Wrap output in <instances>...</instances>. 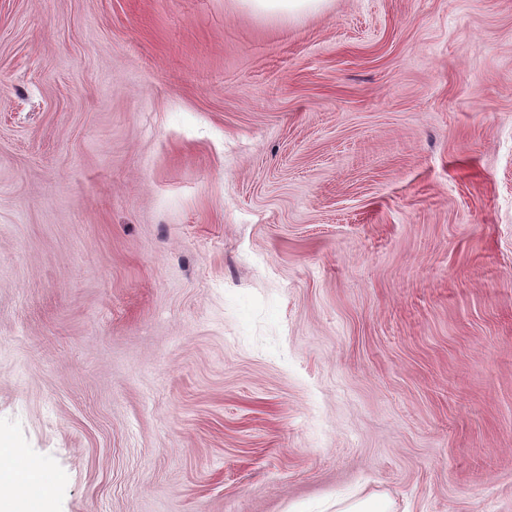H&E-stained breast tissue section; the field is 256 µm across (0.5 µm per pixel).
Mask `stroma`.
<instances>
[{"instance_id":"stroma-1","label":"stroma","mask_w":512,"mask_h":512,"mask_svg":"<svg viewBox=\"0 0 512 512\" xmlns=\"http://www.w3.org/2000/svg\"><path fill=\"white\" fill-rule=\"evenodd\" d=\"M0 444L51 512H512V0H0ZM256 12L271 15H292L317 10L325 0H245Z\"/></svg>"}]
</instances>
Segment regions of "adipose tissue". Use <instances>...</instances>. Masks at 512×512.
<instances>
[{
	"label": "adipose tissue",
	"mask_w": 512,
	"mask_h": 512,
	"mask_svg": "<svg viewBox=\"0 0 512 512\" xmlns=\"http://www.w3.org/2000/svg\"><path fill=\"white\" fill-rule=\"evenodd\" d=\"M41 467L24 450L0 448V512H48Z\"/></svg>",
	"instance_id": "ef3b65f1"
}]
</instances>
